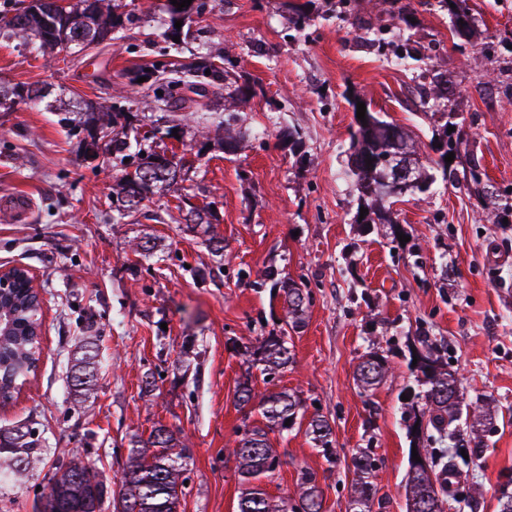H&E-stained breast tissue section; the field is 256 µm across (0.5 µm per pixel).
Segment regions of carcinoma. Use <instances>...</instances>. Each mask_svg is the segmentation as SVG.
Wrapping results in <instances>:
<instances>
[{
  "mask_svg": "<svg viewBox=\"0 0 512 512\" xmlns=\"http://www.w3.org/2000/svg\"><path fill=\"white\" fill-rule=\"evenodd\" d=\"M14 0L11 9L0 14V37L7 40H19L24 43L33 37L39 41V48L51 49L56 53L80 54L99 46H108L123 37L125 29L124 15L114 10V0ZM206 2L192 0V4L177 10L171 0L164 7L170 15L165 32L167 40L179 36L183 27L190 25L193 16L201 12ZM182 22V28H175L176 22ZM363 40L368 44H386L392 48L393 60L406 66L410 62L421 61L433 72L435 87L424 91L422 104L435 112L446 111L448 100V79L434 61L413 45L411 39L401 33V28L393 26L374 27L362 24ZM210 75H205V71ZM140 76L146 78L142 85L153 108L167 112L172 116L173 127L184 128L196 125L200 128L201 145L211 141L215 134L217 144L227 154L238 152L245 142V136L234 128L235 108L248 104L251 93L248 86H232L227 82L224 70L212 63L206 55L197 57V61L187 69L177 68L169 71H143ZM192 96H187L186 92ZM224 98V114L211 111V102ZM37 91L20 85L7 87L0 84V109H9V104L30 105L42 99ZM60 123L74 130H84L87 135L82 139L84 155L96 158L100 155L112 157V166L121 168V174L115 177L112 186V222L121 223L130 214L145 207L156 195L164 191L181 177L185 169L183 158L176 153L158 152L148 144L156 137V130L150 129L142 134H124L118 136L108 130V125L100 122L104 114V105L84 102L77 105L67 104L62 109ZM367 123L355 121L350 135V168L359 190V206L368 209L360 223L383 224L385 214L390 210L392 199L397 197L392 187V169L364 164L367 158H377L386 153H395V146L387 138L379 135L381 126L391 127L393 123L383 119L380 113L366 110ZM402 143L415 163V170L421 179L422 187L418 192L425 193L437 179L443 182L453 177L452 165L445 162L449 153L459 154L460 138H448V129H443L439 138V156L431 158L424 165L419 161V153L409 144L407 132H401ZM187 221L209 235V243L216 250H223V239L217 237L212 228V213L197 206L186 209ZM271 282V288L280 287L287 304L286 328L280 332H270L261 345L252 352L254 360L261 363L266 371L283 368L290 360L287 346L288 330L299 329L305 321L307 305L299 285L291 279L278 278V271L270 269L264 274ZM22 278L15 287L7 292L3 304V316H12L10 334L0 335V400L7 403L20 390V386L32 373L31 367L40 356V312L38 302ZM97 353L85 349L73 365V381L84 384V377L93 371ZM417 370L427 379L428 387L424 395L405 391L413 400L419 396L425 399V410L413 416L417 423L416 433L431 430L428 435L433 441L448 443L447 453L436 455L431 448H419L428 468L436 471V476L422 483L419 476L408 472L409 498L407 512L416 510L417 500L426 496L436 506L435 512H442L441 505L453 501L456 512H464L465 500L452 489L447 477L459 479L463 467L468 463L463 454H473L470 442L460 439L456 422L474 419L473 431L491 424L489 411L480 410L462 401L457 379L448 371L437 366L429 355L417 354ZM387 372V361L373 353L364 358L357 369V381L363 389L378 385ZM259 400L262 422L259 425L243 423L233 455L236 461V473L242 491L238 500V512H302V506H308V512H323V494L317 473L305 470L298 480V500L288 498L278 500L270 498L253 481L272 477L282 465L280 455L272 448L269 434L283 433L297 424L301 407L300 398L288 391L269 395H258L249 382L238 385L235 401L244 406L253 400ZM290 425H285V422ZM306 432L319 449L326 462L336 463L337 452L334 448L332 429L327 420L317 416L308 422ZM43 437L34 423L30 422L12 429L0 431V483L18 480L24 477L33 464L42 460L45 449ZM185 444L176 434L164 425L154 427L149 437L139 441L133 449L128 464L121 475L122 496L112 503V486L94 467L75 458L65 456L57 458L53 473L49 478L48 491L41 493L34 506V512H103L110 507L115 512H179L181 499L186 495L184 482L187 477L184 459ZM359 482L354 487L348 503L347 512H371V481L376 471L374 454L367 448L358 450L353 457Z\"/></svg>",
  "mask_w": 512,
  "mask_h": 512,
  "instance_id": "cac0c4a2",
  "label": "carcinoma"
}]
</instances>
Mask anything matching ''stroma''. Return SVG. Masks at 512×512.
Masks as SVG:
<instances>
[{"label":"stroma","mask_w":512,"mask_h":512,"mask_svg":"<svg viewBox=\"0 0 512 512\" xmlns=\"http://www.w3.org/2000/svg\"><path fill=\"white\" fill-rule=\"evenodd\" d=\"M116 2L133 21L124 39L94 56L49 62L34 47L0 40V80L49 91L38 104L0 112V267L30 268L48 302L38 368L0 407L2 428L34 418L45 458L22 481L0 486V512H34L64 453L98 468L120 496L115 478L135 437L159 423L187 444L180 512H237L228 450L243 421L260 418L257 406L234 402L246 375L259 391L297 393L304 419L324 416L336 442L332 466L305 428L272 435L283 466L263 483L271 497H296L300 472L312 470L324 512H346L351 458L367 448L377 460L373 512H406L412 450L424 442L402 419V394L417 377L412 360L424 340L467 401L495 412L459 490L473 512H497L496 491L512 474V208L506 223L496 222L478 187L458 179L395 199V223L359 224L347 154L357 97L403 126L426 156L450 121L484 174L481 185L512 205V0H465L473 25L463 35L435 0H356L358 16L377 25L403 8L407 34L448 72L444 115L420 106L431 73L396 66L389 46L365 43L337 19L336 0H303L309 19L300 32L283 0H223L196 15L177 60L192 64L202 44L234 57L232 76L253 93L240 121L249 146L197 155L189 133L164 136L193 167L147 213L121 224L112 221L115 168L85 158L51 106L113 100L141 124L166 127L135 76L168 62L167 17L157 0ZM285 127L298 131V147L279 141ZM17 198L26 212L10 209ZM184 198L214 208L221 256L182 224ZM143 237L154 238L153 254L132 251ZM270 266L308 291L310 307L288 339L292 361L267 374L242 352L284 318L281 294L260 283ZM91 331L98 379L78 413L68 360ZM372 353L390 371L366 391L355 374Z\"/></svg>","instance_id":"1"}]
</instances>
